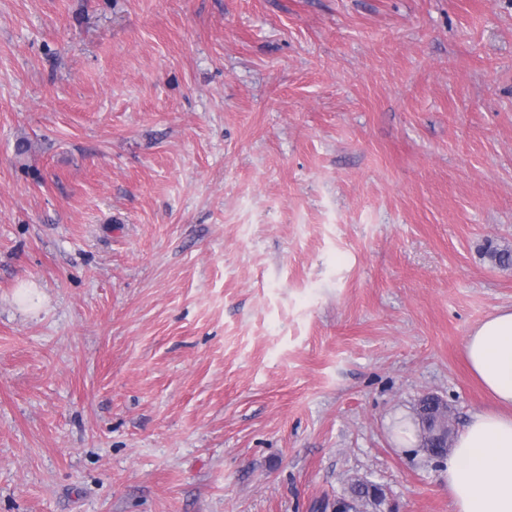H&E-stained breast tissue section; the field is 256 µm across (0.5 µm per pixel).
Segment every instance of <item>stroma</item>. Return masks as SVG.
<instances>
[{"label":"stroma","mask_w":512,"mask_h":512,"mask_svg":"<svg viewBox=\"0 0 512 512\" xmlns=\"http://www.w3.org/2000/svg\"><path fill=\"white\" fill-rule=\"evenodd\" d=\"M489 244L512 0H0V512H454Z\"/></svg>","instance_id":"stroma-1"}]
</instances>
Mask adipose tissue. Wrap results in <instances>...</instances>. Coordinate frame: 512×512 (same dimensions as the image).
<instances>
[{
	"label": "adipose tissue",
	"instance_id": "1",
	"mask_svg": "<svg viewBox=\"0 0 512 512\" xmlns=\"http://www.w3.org/2000/svg\"><path fill=\"white\" fill-rule=\"evenodd\" d=\"M470 370L499 405L471 415L441 465L455 512H512V307L487 316L467 338Z\"/></svg>",
	"mask_w": 512,
	"mask_h": 512
}]
</instances>
